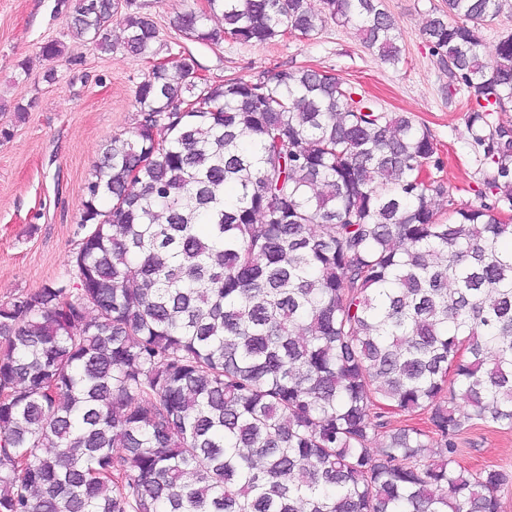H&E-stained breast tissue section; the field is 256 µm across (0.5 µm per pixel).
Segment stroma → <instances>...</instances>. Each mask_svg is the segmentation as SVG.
<instances>
[{
  "instance_id": "35a3bbf8",
  "label": "stroma",
  "mask_w": 512,
  "mask_h": 512,
  "mask_svg": "<svg viewBox=\"0 0 512 512\" xmlns=\"http://www.w3.org/2000/svg\"><path fill=\"white\" fill-rule=\"evenodd\" d=\"M160 29V57L190 50L212 79H259L284 66L330 70L384 111L405 112L425 125L437 144L427 172L446 193L440 209L480 204L483 149L467 127L464 93L448 94V74L422 35L425 19L445 0H384L405 49L398 67L382 64L352 30L327 23L316 35H288L264 45L232 39L211 49L175 34L168 19L194 0H144ZM76 0H0V303L32 293L71 269L84 235L79 224L84 180L103 146L130 135L134 92L148 63L121 45L124 13L114 14L112 53L72 37L66 16ZM55 40V62L40 46ZM54 81H46V70ZM24 114H17V107ZM464 467L512 470V429L471 425L459 438Z\"/></svg>"
}]
</instances>
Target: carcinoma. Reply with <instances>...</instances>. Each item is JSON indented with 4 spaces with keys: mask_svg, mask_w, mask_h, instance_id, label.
<instances>
[{
    "mask_svg": "<svg viewBox=\"0 0 512 512\" xmlns=\"http://www.w3.org/2000/svg\"><path fill=\"white\" fill-rule=\"evenodd\" d=\"M320 2L206 0L169 26L216 47L331 20L402 63L384 0ZM446 2L422 35L488 131L491 204L442 212L427 127L327 70L150 66L83 185L77 287L0 304V512H502L512 473L457 456L469 422L512 429V33L481 36L507 0ZM121 8L150 58L138 0H78L73 37L112 52Z\"/></svg>",
    "mask_w": 512,
    "mask_h": 512,
    "instance_id": "obj_1",
    "label": "carcinoma"
}]
</instances>
